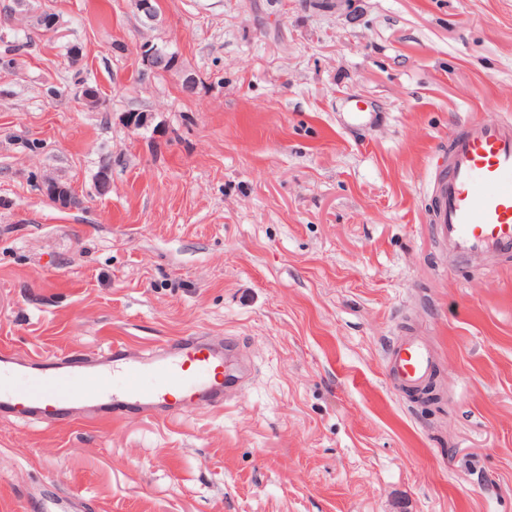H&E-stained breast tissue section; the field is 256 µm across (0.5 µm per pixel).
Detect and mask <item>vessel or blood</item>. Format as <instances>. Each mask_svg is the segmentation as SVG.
<instances>
[{
    "label": "vessel or blood",
    "instance_id": "1",
    "mask_svg": "<svg viewBox=\"0 0 512 512\" xmlns=\"http://www.w3.org/2000/svg\"><path fill=\"white\" fill-rule=\"evenodd\" d=\"M444 153L430 184L434 207L428 220L449 259L512 260V119H469L449 137ZM436 359L434 349L408 336L389 350L388 374L420 386L432 376ZM27 375L26 386L0 385V413L50 424L65 422L74 406L89 401L102 420L129 410L166 419L184 401L220 408L239 382L231 352L193 336L140 356L115 343L90 365L49 356Z\"/></svg>",
    "mask_w": 512,
    "mask_h": 512
}]
</instances>
